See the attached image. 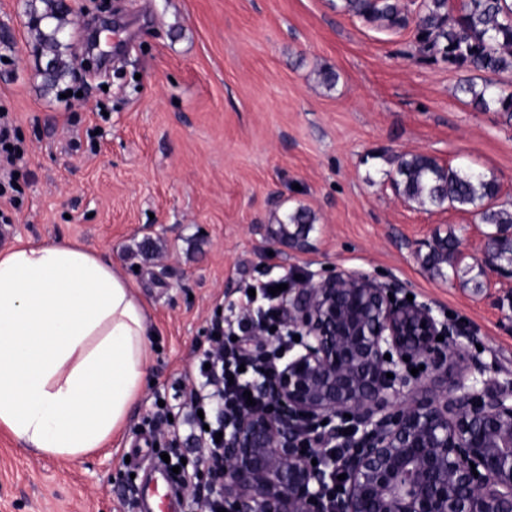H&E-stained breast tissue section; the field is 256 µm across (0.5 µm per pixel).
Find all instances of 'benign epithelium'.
I'll return each instance as SVG.
<instances>
[{
	"instance_id": "benign-epithelium-1",
	"label": "benign epithelium",
	"mask_w": 512,
	"mask_h": 512,
	"mask_svg": "<svg viewBox=\"0 0 512 512\" xmlns=\"http://www.w3.org/2000/svg\"><path fill=\"white\" fill-rule=\"evenodd\" d=\"M407 295L358 269L288 277L279 321L253 331L256 365L288 337L276 374L251 382L269 405L224 417L226 512H512V377L484 378L473 337ZM346 446L333 473L302 451Z\"/></svg>"
}]
</instances>
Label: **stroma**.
Returning <instances> with one entry per match:
<instances>
[{"instance_id":"35a3bbf8","label":"stroma","mask_w":512,"mask_h":512,"mask_svg":"<svg viewBox=\"0 0 512 512\" xmlns=\"http://www.w3.org/2000/svg\"><path fill=\"white\" fill-rule=\"evenodd\" d=\"M64 55L86 47L101 0H64ZM98 43L116 69L45 79L26 0H0V108L26 150L5 248L70 241L111 259L149 318V383L106 447L76 458L0 431V512H126L158 464L147 418L165 403L187 464L195 409L176 390L215 310L238 319L250 285L321 268L396 277L467 327L490 375H512V265L483 261L495 225L419 207L395 188L396 160L424 154L496 180L512 205V118L479 112L461 72L421 56L413 28L387 30L337 0H110ZM336 75L334 87L323 72ZM77 99L63 101L66 89ZM303 207L305 245L276 233ZM458 240L443 273L428 257Z\"/></svg>"}]
</instances>
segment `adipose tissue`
Instances as JSON below:
<instances>
[{
    "label": "adipose tissue",
    "mask_w": 512,
    "mask_h": 512,
    "mask_svg": "<svg viewBox=\"0 0 512 512\" xmlns=\"http://www.w3.org/2000/svg\"><path fill=\"white\" fill-rule=\"evenodd\" d=\"M148 334L131 283L97 253L0 254V426L53 455L102 447L146 382Z\"/></svg>",
    "instance_id": "ef3b65f1"
}]
</instances>
